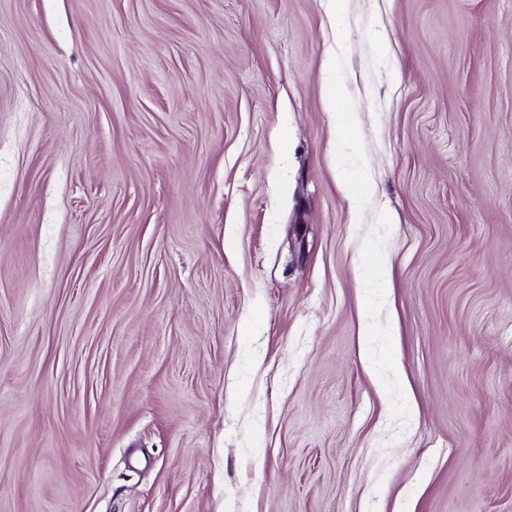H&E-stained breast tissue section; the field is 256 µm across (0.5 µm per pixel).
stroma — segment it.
Masks as SVG:
<instances>
[{
    "label": "stroma",
    "mask_w": 512,
    "mask_h": 512,
    "mask_svg": "<svg viewBox=\"0 0 512 512\" xmlns=\"http://www.w3.org/2000/svg\"><path fill=\"white\" fill-rule=\"evenodd\" d=\"M328 6L0 0V512H512V0ZM368 181L364 175L358 179H348L345 182V194L349 201L350 207L354 213H357L368 192Z\"/></svg>",
    "instance_id": "35a3bbf8"
}]
</instances>
